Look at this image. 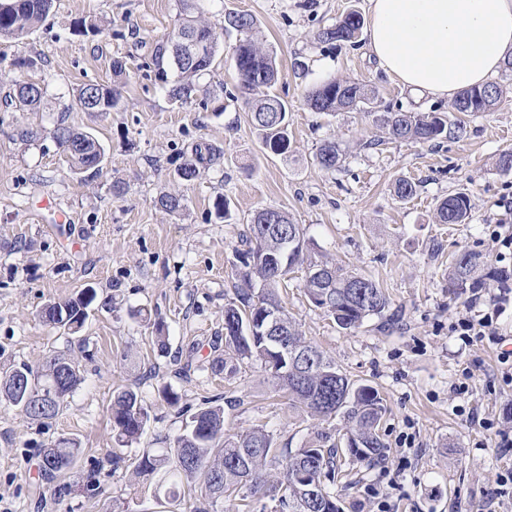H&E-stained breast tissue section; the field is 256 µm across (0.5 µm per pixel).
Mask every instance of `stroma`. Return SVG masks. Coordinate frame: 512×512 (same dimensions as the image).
Instances as JSON below:
<instances>
[{
  "mask_svg": "<svg viewBox=\"0 0 512 512\" xmlns=\"http://www.w3.org/2000/svg\"><path fill=\"white\" fill-rule=\"evenodd\" d=\"M367 14L368 0H198L199 20L223 26L228 12L254 17L243 33L225 28L223 47L210 72L196 82L193 103L181 105L147 77L156 43L177 23L179 0H55L47 19L18 44L0 39V60L37 58L23 80L43 84L40 109L19 111L5 103L10 85L0 82V370L25 363L37 368L67 351L83 381L67 397L52 425L32 423L0 401V506L8 512H159V479L135 480L137 458L167 448L192 413L220 399L226 433L263 426L279 448L298 449L321 432L341 435L345 421L321 420L293 408L277 393L257 359L211 369L224 353V305L237 280L234 254L252 214L280 209L303 224L316 254L344 270L377 281L396 320L371 317L353 330L304 295V269L291 272L279 299L306 340L352 379L369 383L384 398L381 463H336V495L344 512H378L383 499L399 512H483L500 474L512 463L497 439L466 418L504 419L512 413V384L500 376L499 345L463 343L448 327L469 313L468 294L448 286V266L463 251H482L498 267L489 224L512 225V172L497 169L498 154L512 149V70L496 77L504 95L494 111L461 115L460 139L419 143L388 140L376 125L382 112H446L449 100L419 96L387 77L355 42H321L318 34L350 10ZM93 17L102 31L71 35L74 21ZM251 38L274 53L282 77L273 94L287 102L292 151L266 149L250 122L232 60L239 40ZM127 79L112 112H83L74 103L85 83L111 84L112 63ZM359 81L376 92L372 111H312L305 92L329 80ZM94 132L106 148L93 175L71 174L56 146L57 123ZM36 135L19 138L20 130ZM327 140L346 154L341 168L322 170L316 154ZM221 152L189 182L177 168L192 143ZM412 179L416 196L396 198L393 184ZM125 192L112 194L114 181ZM182 195L186 207L169 214L155 205L160 192ZM470 198L471 220L440 224L439 203L456 192ZM225 197L233 218H216L214 201ZM86 288L97 303L83 330V347L39 318L51 302ZM149 310L168 328L166 347L154 341ZM471 373L470 391L456 385ZM136 391L148 414L131 446L117 448L108 406L114 391ZM180 396L169 403L163 389ZM77 439V469L58 477L70 491L60 500L40 494L41 454L60 436ZM124 462L113 468V451ZM102 462L97 488L87 491L91 462Z\"/></svg>",
  "mask_w": 512,
  "mask_h": 512,
  "instance_id": "1",
  "label": "stroma"
}]
</instances>
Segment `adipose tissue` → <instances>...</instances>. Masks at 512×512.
<instances>
[{
  "label": "adipose tissue",
  "mask_w": 512,
  "mask_h": 512,
  "mask_svg": "<svg viewBox=\"0 0 512 512\" xmlns=\"http://www.w3.org/2000/svg\"><path fill=\"white\" fill-rule=\"evenodd\" d=\"M367 36L388 77L448 99L512 56V0H369Z\"/></svg>",
  "instance_id": "adipose-tissue-1"
}]
</instances>
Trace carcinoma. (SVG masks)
<instances>
[{"label":"carcinoma","instance_id":"1","mask_svg":"<svg viewBox=\"0 0 512 512\" xmlns=\"http://www.w3.org/2000/svg\"><path fill=\"white\" fill-rule=\"evenodd\" d=\"M54 0H0V39L23 42L34 28L50 13ZM194 0H182L179 23L168 37L157 43L150 65L155 80L161 84L174 102L186 104L195 94V81L211 70L216 62L224 28L200 24L192 15ZM362 28V18L356 11L348 12L336 24L319 34L322 42H348L356 39ZM196 38L209 44L210 51L197 59L183 56L179 43ZM235 69L245 93L260 87L271 88L279 80L276 57L262 50L255 42L244 40L233 52ZM176 78L170 79L169 74ZM47 88L39 83L16 82L9 94L10 104L20 111H33L40 107ZM503 89L496 82L482 87L465 88L458 92L451 111H459L466 104L471 115L491 111L502 97ZM375 100L374 90L355 81H326L312 87L306 95L307 105L315 112L353 110ZM251 122L263 145L276 155L286 156L291 149L288 131V105L276 96L260 100L245 99ZM76 104L84 112L107 113L120 104V92L103 84H85L79 88ZM376 121L394 141L432 142L448 138L463 130L461 123L438 112H386ZM53 139L63 148L70 170L86 173L99 167L105 148L92 132L57 124ZM220 158L209 144L197 142L191 147V156L177 170L180 178L191 181L199 168L213 164ZM345 160L339 143H323L316 161L326 171L341 167ZM395 196L409 200L417 193V186L406 178H398L393 185ZM155 205L167 213H178L185 208L182 196L162 192ZM470 218V200L466 192L459 191L442 200L436 209L440 224H464ZM246 249L236 251L240 288L235 298L224 304V322L239 323L244 331L237 335H224V347L232 352L230 360L251 359L257 356L262 338L250 337L245 331L249 322L258 321L260 306L268 298L278 299V286L284 277L274 276L265 266L255 261L261 249L273 253L280 247V239L292 233L298 235L290 268L305 267L304 290L315 306L319 289L315 288L312 274L319 272L326 278L330 301L323 306L345 330L361 326L365 320L384 317L389 300L375 281L323 260L312 252L305 228L294 222L285 211L261 209L248 224ZM486 262L481 252L464 251L457 255L448 272L449 287L459 290L477 288L483 284ZM97 298L96 290L87 288L77 296L53 303L42 312L43 321L68 336V342L84 344L80 335L88 318L89 309ZM288 345L308 352L313 365L288 358V374L272 376L274 386L288 395L296 409L314 416L331 419L340 415L346 420L348 433L354 435L361 449L350 456L357 462L374 463L384 457V443L379 426L386 414V406L377 389L367 383L356 382L342 372L317 346L308 342L296 322L288 319ZM30 379L36 393L58 386L52 411L32 409L13 391V381L19 375ZM78 363L65 353L54 354L38 369L23 363L0 372V396L6 398L26 418L41 426H48L59 415L64 400L81 384ZM143 409L142 400L132 389H124L112 396L110 412L112 425L117 430L116 442L121 447L137 441L143 426L135 418ZM81 448L77 440L68 437L56 439L42 453L39 471L51 483L58 474L74 469L80 459ZM338 455V443L328 433H320L308 445L295 452H281L276 448L273 435L262 427L224 433V407L210 405L199 409L177 436L174 446L155 452L144 451L137 459L134 474L148 476L165 470L175 478L168 499H179L177 481H186L189 487L200 486L199 505L192 512H212L210 507L224 499L241 497L247 506L262 503L260 512H336V490L323 482L332 471Z\"/></svg>","mask_w":512,"mask_h":512}]
</instances>
